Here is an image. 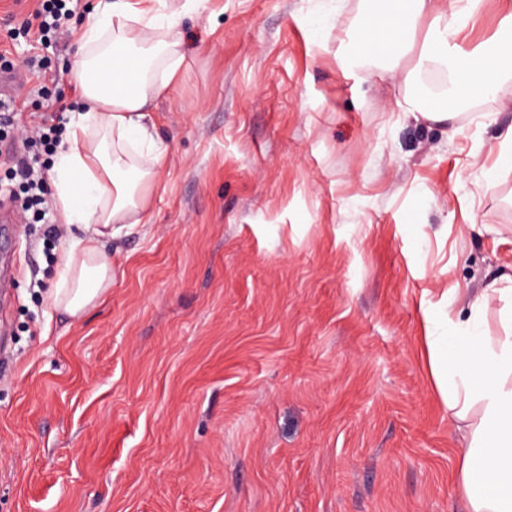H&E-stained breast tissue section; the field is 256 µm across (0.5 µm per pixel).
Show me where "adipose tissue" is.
Here are the masks:
<instances>
[{"label":"adipose tissue","mask_w":512,"mask_h":512,"mask_svg":"<svg viewBox=\"0 0 512 512\" xmlns=\"http://www.w3.org/2000/svg\"><path fill=\"white\" fill-rule=\"evenodd\" d=\"M204 2L101 0L81 31L74 76L83 104L70 118L66 146L50 172L60 223L87 232L65 250L52 294L70 316L112 284L104 229L142 223L148 213L166 149L147 119L168 96L184 59L176 23ZM480 2L383 0L377 12L357 18L342 56L360 64L380 46L383 73L407 86L421 73H445L442 92L415 97L409 106L428 121L449 122L468 99L493 94L512 77V12L489 41L469 50L452 42ZM422 23L427 31L417 63L400 70ZM509 296L512 277H505L477 291L450 290L449 301L465 300L466 321L438 308L423 311L431 373L458 431L454 488L463 512H512V311L502 315V335H488L485 324L491 303Z\"/></svg>","instance_id":"1"}]
</instances>
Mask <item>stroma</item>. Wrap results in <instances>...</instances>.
<instances>
[{"mask_svg":"<svg viewBox=\"0 0 512 512\" xmlns=\"http://www.w3.org/2000/svg\"><path fill=\"white\" fill-rule=\"evenodd\" d=\"M66 47L0 42L59 76ZM363 0H207L153 120L146 221L112 227V287L79 318L49 296L78 225L47 197L0 239V512H460L455 429L422 303L512 271V173L482 177L512 79L441 126L376 64L344 67ZM484 0L459 41L492 37Z\"/></svg>","mask_w":512,"mask_h":512,"instance_id":"1","label":"stroma"}]
</instances>
